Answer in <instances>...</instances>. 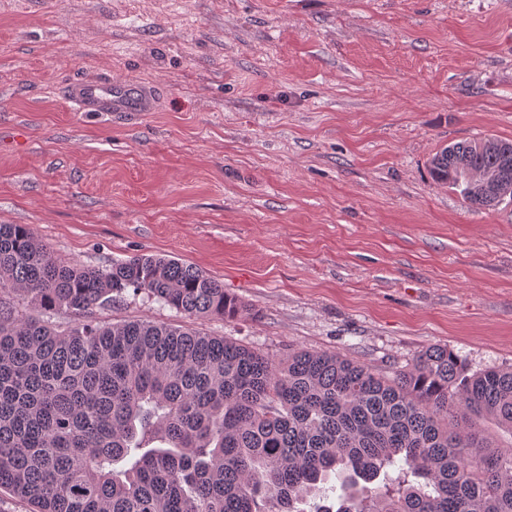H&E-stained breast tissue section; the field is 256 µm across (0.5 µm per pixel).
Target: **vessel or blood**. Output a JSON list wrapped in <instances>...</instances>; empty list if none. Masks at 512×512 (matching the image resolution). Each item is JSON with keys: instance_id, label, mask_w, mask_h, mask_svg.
<instances>
[{"instance_id": "b4317fda", "label": "vessel or blood", "mask_w": 512, "mask_h": 512, "mask_svg": "<svg viewBox=\"0 0 512 512\" xmlns=\"http://www.w3.org/2000/svg\"><path fill=\"white\" fill-rule=\"evenodd\" d=\"M70 102L81 112L134 113L156 108L151 87L116 81H86L72 84Z\"/></svg>"}]
</instances>
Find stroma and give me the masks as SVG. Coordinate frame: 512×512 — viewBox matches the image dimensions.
Listing matches in <instances>:
<instances>
[{
    "mask_svg": "<svg viewBox=\"0 0 512 512\" xmlns=\"http://www.w3.org/2000/svg\"><path fill=\"white\" fill-rule=\"evenodd\" d=\"M79 79L158 109L75 111ZM484 135L512 140V0H0V224L70 263L177 259L249 308L130 295L109 322L391 378L431 346L512 368V201L473 208L427 169Z\"/></svg>",
    "mask_w": 512,
    "mask_h": 512,
    "instance_id": "stroma-1",
    "label": "stroma"
}]
</instances>
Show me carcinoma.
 Here are the masks:
<instances>
[{
    "label": "carcinoma",
    "mask_w": 512,
    "mask_h": 512,
    "mask_svg": "<svg viewBox=\"0 0 512 512\" xmlns=\"http://www.w3.org/2000/svg\"><path fill=\"white\" fill-rule=\"evenodd\" d=\"M512 151L450 144L429 163L476 208L465 170ZM188 318L246 307L198 268L57 259L0 224V490L31 512H512V368L429 347L390 379L336 352L275 363L231 339L136 319L128 293ZM73 317L62 328L52 318Z\"/></svg>",
    "instance_id": "cac0c4a2"
}]
</instances>
